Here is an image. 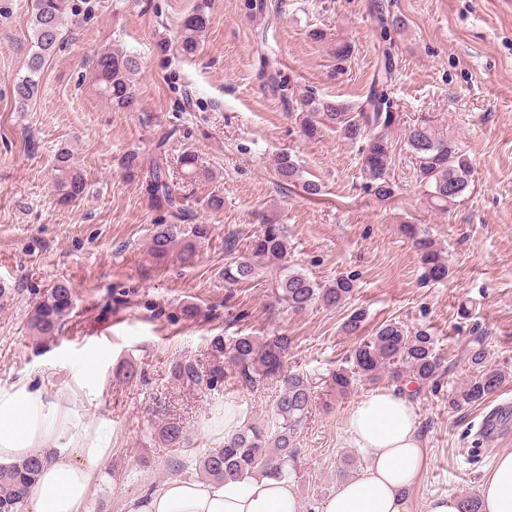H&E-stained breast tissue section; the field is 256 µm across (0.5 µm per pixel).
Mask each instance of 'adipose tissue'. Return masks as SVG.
<instances>
[{
	"label": "adipose tissue",
	"instance_id": "adipose-tissue-1",
	"mask_svg": "<svg viewBox=\"0 0 512 512\" xmlns=\"http://www.w3.org/2000/svg\"><path fill=\"white\" fill-rule=\"evenodd\" d=\"M352 442L369 449V464L342 481L320 512H409L407 491L426 450L410 399L377 389L360 398L346 419ZM112 451L110 435L89 434L81 419L19 388L0 393V466L33 453L41 474L26 512H81L97 465ZM481 512H512V452L501 454L479 487ZM127 512H300L292 483L268 475L246 481L173 478L129 500Z\"/></svg>",
	"mask_w": 512,
	"mask_h": 512
}]
</instances>
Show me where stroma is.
I'll list each match as a JSON object with an SVG mask.
<instances>
[{
    "label": "stroma",
    "instance_id": "obj_1",
    "mask_svg": "<svg viewBox=\"0 0 512 512\" xmlns=\"http://www.w3.org/2000/svg\"><path fill=\"white\" fill-rule=\"evenodd\" d=\"M266 2L267 13L254 19L244 0H70L75 14L45 66L41 93L21 111L12 90L25 73L34 0H0V392L27 387L89 429L111 434L112 453L95 470L83 512H126L131 498L173 476L197 478L199 458L221 443L209 425L225 403H235L240 419H269L279 390L274 381L252 392L230 377L209 395L172 385V359L208 366V344L221 333L287 332L288 366L307 375L320 398L329 372L378 324L428 329L446 372L438 387L412 399L427 458L408 492L410 512H422L435 495L478 493L495 457L512 451V0H382L406 22L392 36L398 66L390 98L398 120L391 132L395 194L387 200L366 188L357 150L338 132L301 136L287 100L264 88L259 61L268 50L295 95L357 105L378 59L370 0ZM200 5L210 22L198 53L185 58L178 32ZM317 30L324 41L312 39ZM337 39L354 47L341 71L328 52ZM106 47L139 60L137 110L113 109L98 91L92 58ZM422 120L473 165L470 192L445 215L427 210L403 140L404 127ZM164 132L171 135L170 159L195 152L205 171L180 189L196 223L211 227L189 266L151 255L162 214L119 169L125 153H151ZM63 148L88 179L85 195L67 208L52 190L54 157ZM284 151L303 178L320 184L319 196L279 185L273 161ZM215 191L224 198L216 214L206 206ZM272 210L288 231L291 265L322 284L354 277L344 306L316 302L295 314L270 307L267 281L225 287V231L251 237L259 213ZM406 223L429 230L448 259L447 282L423 279L402 233ZM59 279L76 290V313L54 340L36 341L28 313ZM116 288L128 289L125 301L113 296ZM188 303L195 319L180 316ZM242 310L248 318L235 320ZM355 310L365 314L356 337L341 329ZM477 334L506 381L481 405L449 409V391L472 373L463 348ZM89 359L96 363L92 381L84 378ZM129 361L141 373L133 384L122 372ZM372 388L356 381L351 395L314 409L297 432L300 456L290 480L301 512H319L341 469L355 476L368 464L371 453L352 443L346 418ZM495 407L499 436L489 443L479 423ZM169 419L186 428L174 454L157 447L151 429ZM173 455L180 471L168 465Z\"/></svg>",
    "mask_w": 512,
    "mask_h": 512
}]
</instances>
